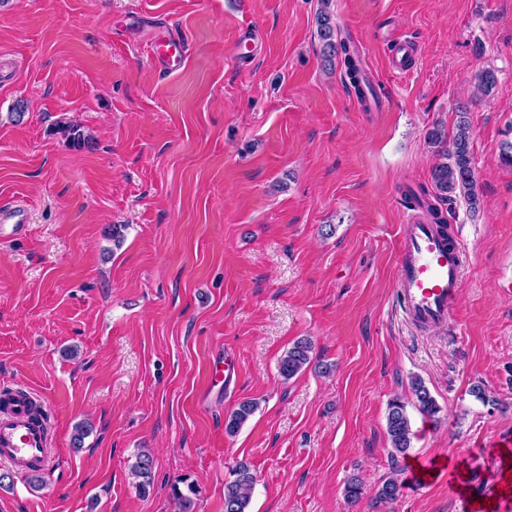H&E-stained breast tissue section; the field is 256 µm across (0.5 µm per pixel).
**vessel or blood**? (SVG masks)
<instances>
[{
	"label": "vessel or blood",
	"mask_w": 512,
	"mask_h": 512,
	"mask_svg": "<svg viewBox=\"0 0 512 512\" xmlns=\"http://www.w3.org/2000/svg\"><path fill=\"white\" fill-rule=\"evenodd\" d=\"M187 56L180 38L166 36L153 48L161 70L178 69ZM463 249L449 244L438 225L408 217L396 259L398 299L406 317L421 327L447 325L458 308L462 288ZM34 397L24 387L12 391L10 404L0 409V463L17 473L49 469L46 423L35 422L28 413Z\"/></svg>",
	"instance_id": "obj_1"
}]
</instances>
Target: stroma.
Instances as JSON below:
<instances>
[{
	"mask_svg": "<svg viewBox=\"0 0 512 512\" xmlns=\"http://www.w3.org/2000/svg\"><path fill=\"white\" fill-rule=\"evenodd\" d=\"M320 7L0 0V206L26 207L0 238V387L44 401L55 448L39 485L0 488V512H176L174 488L190 485L196 512H224L241 460L256 475L249 512H460L461 487L498 494L497 442L512 435V0H331L382 98L370 109L324 61ZM174 32L187 58L164 73L150 46ZM399 40L413 45L401 73ZM486 69L497 82L483 95ZM462 109L481 210L441 207L467 254L461 302L423 330L395 287L406 192L429 186L427 134L453 133ZM69 123L88 143L72 145ZM304 337L332 370L283 379ZM415 376L441 411L409 408L412 446L394 458L387 404ZM477 382L499 406L471 396ZM245 400L257 411L226 434ZM437 458L436 480L409 483L412 463ZM393 472L401 496L376 503ZM153 457L146 452L137 455L136 461L132 466V474L137 479V487L143 493H146L152 483Z\"/></svg>",
	"mask_w": 512,
	"mask_h": 512,
	"instance_id": "stroma-1",
	"label": "stroma"
}]
</instances>
